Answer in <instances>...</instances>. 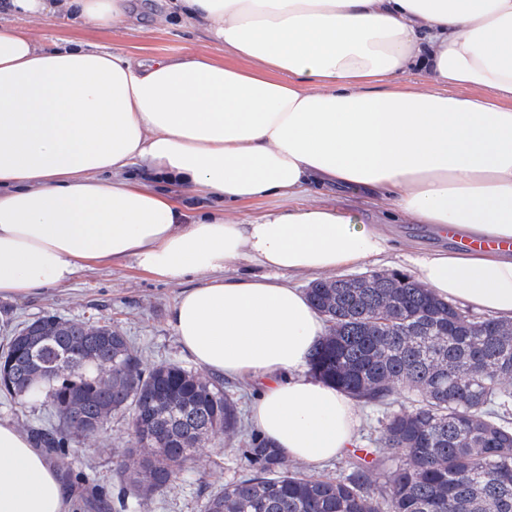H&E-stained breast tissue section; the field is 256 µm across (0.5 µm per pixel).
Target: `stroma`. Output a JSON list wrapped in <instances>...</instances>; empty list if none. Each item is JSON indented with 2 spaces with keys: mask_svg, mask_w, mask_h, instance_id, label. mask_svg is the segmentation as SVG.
Segmentation results:
<instances>
[{
  "mask_svg": "<svg viewBox=\"0 0 512 512\" xmlns=\"http://www.w3.org/2000/svg\"><path fill=\"white\" fill-rule=\"evenodd\" d=\"M151 4L150 12L117 31L92 30L59 19H23L19 25L45 44L93 41L139 58L197 54L219 64L242 66V59L226 54L210 40L203 27L171 16L168 0H151ZM158 15L166 16L165 24H155ZM296 202L333 207L355 215L364 224L386 225L391 245L389 258L400 267L406 265L410 255L455 246L454 241L442 238L431 226L392 218L384 203L340 187L310 186ZM199 283V278L193 276L179 283L169 282L143 272L130 259L93 264L80 269L69 284L23 297L0 298V342L26 322L55 312L92 323L111 321L136 345L145 366L176 362L190 369L194 363L179 345L170 314L181 289ZM251 433L247 427L237 435H218L203 442L188 470L176 479L171 489L155 498L148 512H199L197 489H218L240 473L242 451ZM133 445L134 437L127 422L116 415L100 434L76 447L73 455L100 482L109 484L116 475L118 455Z\"/></svg>",
  "mask_w": 512,
  "mask_h": 512,
  "instance_id": "obj_1",
  "label": "stroma"
}]
</instances>
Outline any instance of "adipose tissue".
Instances as JSON below:
<instances>
[{
	"label": "adipose tissue",
	"mask_w": 512,
	"mask_h": 512,
	"mask_svg": "<svg viewBox=\"0 0 512 512\" xmlns=\"http://www.w3.org/2000/svg\"><path fill=\"white\" fill-rule=\"evenodd\" d=\"M245 70L36 41L12 19L118 30L144 0H10L0 21V298L133 259L182 290L170 323L206 371L260 388L256 430L317 467L356 443L359 403L311 375L324 318L289 276L379 263L377 226L299 205L228 213L312 184L366 192L453 237L512 242V0H178ZM418 71L429 89L397 91ZM143 167L173 195L127 177ZM214 201L191 213L181 196ZM435 297L512 320V249L411 257ZM242 263L262 274L227 276ZM27 432L0 421V512H70ZM285 209H288V198L273 195L243 205L237 211L228 213V216L242 219L249 216L256 217L269 211Z\"/></svg>",
	"instance_id": "adipose-tissue-1"
}]
</instances>
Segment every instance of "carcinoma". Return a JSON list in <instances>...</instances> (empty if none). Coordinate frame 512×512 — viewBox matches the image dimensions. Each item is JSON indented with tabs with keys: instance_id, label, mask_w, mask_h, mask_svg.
Here are the masks:
<instances>
[{
	"instance_id": "1",
	"label": "carcinoma",
	"mask_w": 512,
	"mask_h": 512,
	"mask_svg": "<svg viewBox=\"0 0 512 512\" xmlns=\"http://www.w3.org/2000/svg\"><path fill=\"white\" fill-rule=\"evenodd\" d=\"M307 295L328 325L315 376L366 404L399 396L403 405L381 419L372 459L351 452L336 478L303 471L253 434L242 452L249 473L202 495L200 512H512V321L478 320L399 272L373 288L328 279ZM0 393L50 404L36 444L89 506L111 512H144L202 441L241 428L219 381L177 363L147 368L112 324L56 313L0 346ZM115 414L127 416L137 447L108 487L74 465L71 448ZM379 468L377 492L369 475Z\"/></svg>"
}]
</instances>
